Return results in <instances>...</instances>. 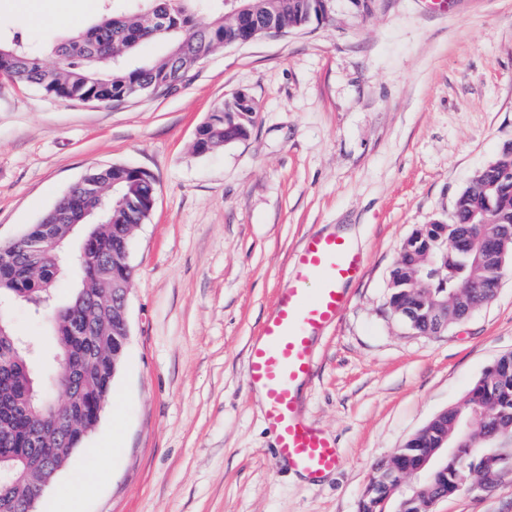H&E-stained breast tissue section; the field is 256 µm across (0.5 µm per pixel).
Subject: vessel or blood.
<instances>
[{
  "label": "vessel or blood",
  "instance_id": "obj_1",
  "mask_svg": "<svg viewBox=\"0 0 512 512\" xmlns=\"http://www.w3.org/2000/svg\"><path fill=\"white\" fill-rule=\"evenodd\" d=\"M363 263L339 236H306L291 257L288 288L263 326V341L248 356L253 382L266 390L265 416L277 426L278 453L311 474L336 469L341 457L329 437L302 417L293 386L313 372L312 340L345 309L343 284L360 274Z\"/></svg>",
  "mask_w": 512,
  "mask_h": 512
}]
</instances>
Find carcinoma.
Wrapping results in <instances>:
<instances>
[{"instance_id": "1", "label": "carcinoma", "mask_w": 512, "mask_h": 512, "mask_svg": "<svg viewBox=\"0 0 512 512\" xmlns=\"http://www.w3.org/2000/svg\"><path fill=\"white\" fill-rule=\"evenodd\" d=\"M225 0H132L123 13L106 15L87 29L54 46L52 70L43 55L33 52L17 34L0 38V71L16 75L43 92L67 100L93 95L97 103L117 104L153 91L162 83L183 76L182 67H196L206 56L234 38L248 33L249 21L224 7ZM253 18L269 20L279 29H300L328 18L323 0H249ZM209 12V21H197V11ZM150 40H165L169 53L159 59L138 61V47ZM215 114L196 133L194 150L214 151L224 146V134L248 136L258 108L248 99H231L214 108ZM512 167L506 151L474 175L459 194L446 223L423 224L401 247L390 274L389 306L399 319L408 313L422 316L428 297L441 290L452 292L480 280L478 297L486 302L497 288L498 273L479 270L473 258L457 251L471 216L479 214L489 224H512V178L502 171ZM85 179L98 186L72 185L67 204L47 211L40 222L23 235L39 238L44 225L56 246L50 245L32 257L19 245L0 246V302H22L36 314L50 315V328L59 357L56 376L45 385L34 376L30 350L19 342L6 316L0 313V471L6 486H0V512H24L32 488L52 483L79 448L85 434L96 427L112 391V275L127 268L121 248L127 233L150 214L149 196L154 181L148 174L124 165L97 169ZM85 225L96 247L77 257L81 285L72 300L56 304L54 285L72 264V257L58 258L60 250ZM435 260L432 278L407 285L410 264L418 253ZM58 387L60 401L49 397ZM504 412L502 423L512 424V354L499 358L490 384L476 383L464 399L462 413L479 419L487 410ZM488 448L480 441L463 448L448 480L437 490L452 495L473 482H457L455 471Z\"/></svg>"}]
</instances>
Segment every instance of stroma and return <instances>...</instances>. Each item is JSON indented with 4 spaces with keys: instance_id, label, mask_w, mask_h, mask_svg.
Instances as JSON below:
<instances>
[{
    "instance_id": "stroma-1",
    "label": "stroma",
    "mask_w": 512,
    "mask_h": 512,
    "mask_svg": "<svg viewBox=\"0 0 512 512\" xmlns=\"http://www.w3.org/2000/svg\"><path fill=\"white\" fill-rule=\"evenodd\" d=\"M327 20L224 46L174 88L104 106L0 76V245L93 169L147 171L155 204L130 244L131 336L96 429L36 512H358L376 464L459 404L512 353V264L494 297L438 336L389 308L402 242L447 220L476 171L512 143V0H335ZM0 32L45 51L65 30L0 0ZM258 106L250 136L206 155L193 141L237 92ZM347 226L365 257L349 302L313 342L300 405L343 456L305 478L275 453L248 351L310 234ZM55 374L46 320L9 305ZM108 458L97 484L85 471ZM434 512H512V476L463 489Z\"/></svg>"
}]
</instances>
